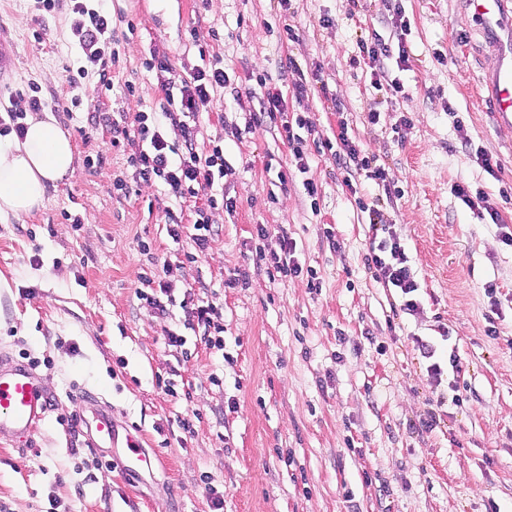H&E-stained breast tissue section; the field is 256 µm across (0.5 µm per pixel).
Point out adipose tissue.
I'll list each match as a JSON object with an SVG mask.
<instances>
[{
    "label": "adipose tissue",
    "mask_w": 512,
    "mask_h": 512,
    "mask_svg": "<svg viewBox=\"0 0 512 512\" xmlns=\"http://www.w3.org/2000/svg\"><path fill=\"white\" fill-rule=\"evenodd\" d=\"M74 149L48 119H29L24 138L0 136V215L21 220L42 206L48 186L73 177Z\"/></svg>",
    "instance_id": "ef3b65f1"
}]
</instances>
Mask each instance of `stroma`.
Wrapping results in <instances>:
<instances>
[{"instance_id": "stroma-1", "label": "stroma", "mask_w": 512, "mask_h": 512, "mask_svg": "<svg viewBox=\"0 0 512 512\" xmlns=\"http://www.w3.org/2000/svg\"><path fill=\"white\" fill-rule=\"evenodd\" d=\"M402 4L411 58L400 74L405 93L395 97L352 62L357 40L387 34L386 0H291L286 8L280 0H105L124 47L112 89L86 80L72 118L51 115L71 137L76 175L48 187L25 222L0 216V356L38 360L43 385L60 398L30 443L0 435L6 512H210L214 491L224 512H488L493 504L512 512V246L501 237L512 227V124L487 111L482 90L498 61L487 40L512 47V23L488 37L462 0ZM33 5L0 0L14 58L0 91L36 84L61 96L74 57L68 14ZM201 18L215 31L204 59L190 36ZM288 25L298 40L287 39ZM154 53L185 75L204 63L224 68L242 93L236 101L222 91L196 121L199 148L224 149L232 168L224 192L237 207L213 211L216 233L195 263L185 260L189 237L167 234L164 209L176 201L162 186L113 194L131 169L91 123L100 112L164 102L145 67ZM289 58L297 70L283 71ZM314 73L307 98L288 104L315 124L306 142L320 185L313 200L278 182L292 159L288 142L269 126H244L251 97L269 86L289 94ZM371 111L379 125L368 126ZM343 129L385 166L391 197L363 177L356 190L344 185L324 147ZM463 132L472 149L461 147ZM480 149L498 162L495 174L478 163ZM99 152L106 160L88 174L84 160ZM459 184L488 194L499 224L463 205ZM359 195L380 204L406 249L420 284L415 315H394L398 290L364 266L370 231ZM259 224L269 229L262 241ZM283 232L319 289L302 277L273 282L258 269L257 249L278 250ZM166 263L175 297L203 282L206 298L223 303V351L185 327L180 307L162 321L139 299L142 274ZM241 271L246 282L228 286ZM489 283L495 296L484 292ZM167 328L186 337L187 358L169 355ZM419 338L435 345L440 379L415 351ZM162 378L174 380L176 395L160 388ZM77 386L112 406L162 470L128 480L107 467L106 453L87 447L72 421L94 411L71 397ZM182 417L192 433L178 431Z\"/></svg>"}]
</instances>
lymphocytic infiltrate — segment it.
Here are the masks:
<instances>
[{"instance_id":"f902f5d3","label":"lymphocytic infiltrate","mask_w":512,"mask_h":512,"mask_svg":"<svg viewBox=\"0 0 512 512\" xmlns=\"http://www.w3.org/2000/svg\"><path fill=\"white\" fill-rule=\"evenodd\" d=\"M70 32L84 61L75 75L69 76L67 83L71 96H48L41 88H34L32 94H13L9 97L6 115L0 119V132L16 133L24 136L25 119L28 113L51 110L71 114L79 103L77 91L89 73H96L101 89L111 90L112 78L109 67L119 60L117 40L112 31V16L102 6L100 0H68ZM392 36L384 38L374 35L371 40L358 42L361 58L367 59L370 68V83L373 88L396 95L404 90L403 83L394 77L397 69H405L409 62V48L406 34L408 23L401 0H389ZM149 71L154 72L158 82L179 90L178 97L167 98L161 110L143 109L128 114L102 112L94 117L95 126L105 128L112 135L111 145L123 151L126 162L132 170L131 181H117L115 190L128 193L129 182L158 184L181 203L199 195H206L207 208L197 209L192 226H185L184 215L179 209H166L167 233L172 239H180L189 234L194 249L186 253L188 262H196L209 249L213 235L211 211L223 208L234 210L235 198L214 193L216 182L228 176L230 168L224 160L220 146L210 150H200L195 141L193 123L198 115L210 111L217 90L226 88L230 78L223 69L203 67L184 76L177 72L169 58L152 55L146 62ZM309 84L300 80L294 83L292 100L302 102L308 95ZM288 99V100H291ZM287 99L275 88H268L258 100V107L251 112L249 127H257L270 122L280 136L292 146L294 168L303 174V189L308 197H316L318 185L308 176L310 170L308 156L303 150V132L313 131L314 125L304 113L289 111ZM337 147L333 158L343 170L344 183H351L353 177L364 175L367 180L382 186L386 183V170L377 165L375 156L359 142L349 138L347 132H340L336 138ZM371 236L364 257V265L376 282L386 288L399 290L401 303L399 310L412 315L417 313L419 304L416 293L419 284L409 257L399 238L390 231L384 220V213L376 206L367 209ZM296 245L288 236H281L280 249L271 253L266 267L268 276L306 277L307 286L319 288L320 283L314 270L304 269L295 257ZM172 285L167 280H159L155 293L147 295L146 301L155 316L168 318L172 305L183 310L188 326L197 330L201 340L209 348H224V313L222 305L210 300H202L194 289H185L182 300L171 295Z\"/></svg>"}]
</instances>
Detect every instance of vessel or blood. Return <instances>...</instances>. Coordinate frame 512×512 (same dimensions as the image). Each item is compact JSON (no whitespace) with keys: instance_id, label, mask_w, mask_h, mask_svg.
Wrapping results in <instances>:
<instances>
[{"instance_id":"vessel-or-blood-1","label":"vessel or blood","mask_w":512,"mask_h":512,"mask_svg":"<svg viewBox=\"0 0 512 512\" xmlns=\"http://www.w3.org/2000/svg\"><path fill=\"white\" fill-rule=\"evenodd\" d=\"M470 15L483 30L512 18V0H466ZM488 105L503 124L512 123V62L488 69L483 77ZM58 396L41 382L36 369L25 363L0 361V433L23 438L30 435L56 405ZM87 443L108 447L120 471L141 474L153 471L155 458L124 431L114 411H96Z\"/></svg>"}]
</instances>
